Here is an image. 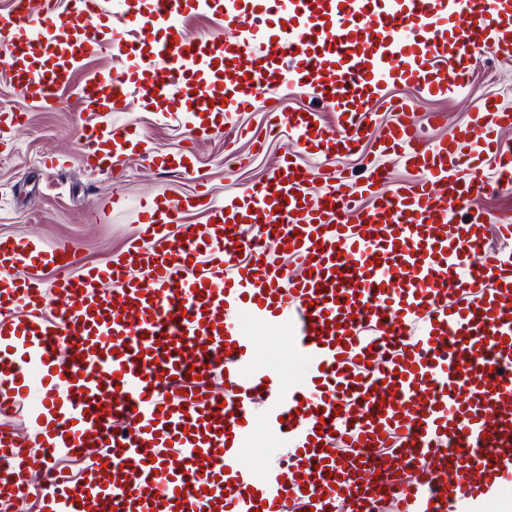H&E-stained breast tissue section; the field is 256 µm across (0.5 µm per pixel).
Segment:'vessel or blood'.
Segmentation results:
<instances>
[{
  "instance_id": "vessel-or-blood-1",
  "label": "vessel or blood",
  "mask_w": 512,
  "mask_h": 512,
  "mask_svg": "<svg viewBox=\"0 0 512 512\" xmlns=\"http://www.w3.org/2000/svg\"><path fill=\"white\" fill-rule=\"evenodd\" d=\"M223 15L236 42L200 38L186 8ZM113 47L141 80L102 71L78 90L91 118L84 163L110 166L141 142L117 122L132 101L223 116L262 108L299 152L331 163L374 150L363 175L314 192L295 156L223 202L206 187L140 205L138 233L103 264L66 238L0 240V505L42 512H477L512 484V221L474 202L512 187V108L481 99L469 122L430 139L387 100L467 88L473 60H512V0H13L0 57L19 94L50 102L85 59ZM298 89L328 105L290 109ZM495 155L492 177L481 173ZM193 152L152 156L187 168ZM415 171L394 182L386 161ZM367 206H360V199ZM208 212L205 230L181 223ZM466 219H459V211ZM274 240L283 256L267 253ZM288 331L299 380L246 324ZM21 419L25 433L12 427ZM267 435L266 454L251 446ZM81 458L45 468L33 448Z\"/></svg>"
}]
</instances>
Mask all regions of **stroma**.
I'll return each mask as SVG.
<instances>
[{
	"mask_svg": "<svg viewBox=\"0 0 512 512\" xmlns=\"http://www.w3.org/2000/svg\"><path fill=\"white\" fill-rule=\"evenodd\" d=\"M132 66V61L114 51H104L84 62L71 87L60 90L56 104L48 108L29 107L0 75V110L30 113L25 128L0 131V236H23L42 243L69 238L78 244L86 263L103 264L136 236L140 200L158 194L172 198L191 194L201 179L220 199L235 186L262 180L295 151L288 133L268 135L263 112H235L225 116L226 126L242 125L251 131L250 138L237 145L244 165L225 167L224 135L217 132L193 145L194 171L160 170L152 164V155L182 150L188 144L192 116L187 112L160 115L136 101L123 118L143 132L144 150L113 159L105 170L89 168L82 162L85 144L79 129L86 115L77 89L90 73ZM469 85L467 94L423 98L411 82L400 80L387 92L414 101L418 122H425L429 113L443 112L452 126L467 120L479 96L496 97L512 106V60L478 56L469 72ZM47 155L60 156L65 168H45L42 159Z\"/></svg>",
	"mask_w": 512,
	"mask_h": 512,
	"instance_id": "stroma-1",
	"label": "stroma"
}]
</instances>
